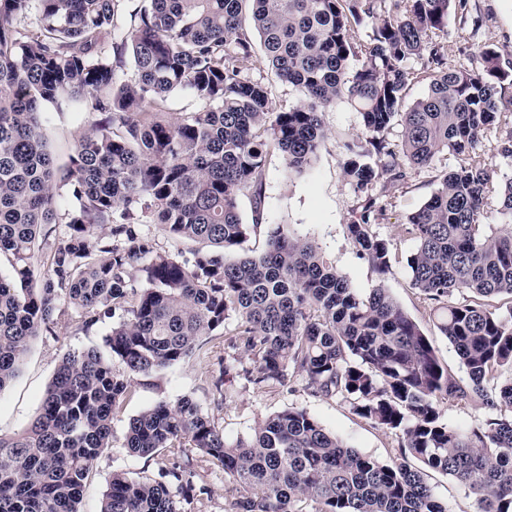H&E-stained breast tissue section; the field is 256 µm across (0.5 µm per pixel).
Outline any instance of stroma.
<instances>
[{
	"mask_svg": "<svg viewBox=\"0 0 512 512\" xmlns=\"http://www.w3.org/2000/svg\"><path fill=\"white\" fill-rule=\"evenodd\" d=\"M468 8L471 14L481 17L482 26L475 30L461 23L459 18L450 17L448 32L440 37L448 48L449 63L467 62L469 54L480 48L512 55V0H469ZM100 119V113L88 109L80 112L71 108L48 110L43 132L58 170L67 168L79 136ZM322 119L327 136L306 171L288 177L278 163L269 165L263 185V221L251 232L241 250L247 254L263 252L271 225L288 224L297 232L314 237L328 262L355 288L366 291L382 279L358 258L347 236L350 212L356 208L357 201L343 174L345 145L362 134V118L343 99L324 112ZM458 164V158L442 154L407 180L389 186V205L384 217L373 227L380 238L390 243L391 269L382 281L430 337L455 374L461 371L455 353L410 286L406 258L416 242L397 236L395 230L435 191L442 171ZM111 328L112 321L107 318L87 332L73 327L36 336L22 357L18 377L0 391V433L11 435L26 428L36 416L63 354L73 349L102 347ZM234 328V323H227L223 336L216 341L214 353L192 356L149 376H132V394L112 421V446L98 458L90 473L82 501L83 512H98L99 501L114 472L126 470L157 477L166 465L165 460L127 455L122 447L125 428L129 418L140 411L160 401L176 403L184 396L193 397L230 439L251 434L257 422L277 411L297 407L306 409L330 432L358 451L383 461L399 458L400 436L356 416L342 397L313 393L300 382L272 389L248 382L243 375L247 360L228 346ZM224 366L229 369L228 378L236 395L220 405L213 399L210 379ZM193 466L197 484L209 490L207 496L194 503V512H224L223 470L198 453L193 456Z\"/></svg>",
	"mask_w": 512,
	"mask_h": 512,
	"instance_id": "stroma-1",
	"label": "stroma"
}]
</instances>
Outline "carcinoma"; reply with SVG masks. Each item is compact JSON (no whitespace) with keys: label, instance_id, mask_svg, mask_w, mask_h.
<instances>
[{"label":"carcinoma","instance_id":"cac0c4a2","mask_svg":"<svg viewBox=\"0 0 512 512\" xmlns=\"http://www.w3.org/2000/svg\"><path fill=\"white\" fill-rule=\"evenodd\" d=\"M467 13L468 0H0V255L12 257L0 275V391L34 337L74 321L68 309L85 331L121 312L107 352L64 353L33 422L0 434V512H82L130 376L212 353L233 317L228 347L251 361L249 382L303 380L340 396L401 435V458L364 454L293 407L229 441L184 396L131 417L123 441L128 455L170 456L171 466L155 479L113 473L99 512H192L205 488L190 448L224 471V512H448L427 468L472 494L477 512H512V229L484 232L493 199L512 219V177L494 183L478 150L485 133L504 129L497 150L512 158V60L480 48L467 64L448 63L433 36ZM253 30L273 76L303 93L300 105L278 108L249 77ZM418 77L427 94L405 109ZM182 90L200 107L166 117L168 96ZM342 98L364 124L345 145L358 201L347 233L380 282L353 287L286 224L262 253L226 259L259 225L243 222L240 196L261 205L274 159L288 174L310 167L326 138L321 113ZM84 99L106 117L58 179L42 122L48 107ZM443 152L462 163L399 228L417 241L406 259L411 288L462 376L386 287L390 246L373 232L387 186ZM64 189L74 199L69 232L42 272L32 258ZM147 219L206 249L190 261L153 253L132 228ZM211 389L220 403L232 397L222 371ZM473 402L490 416L471 429L448 424L441 406Z\"/></svg>","mask_w":512,"mask_h":512}]
</instances>
